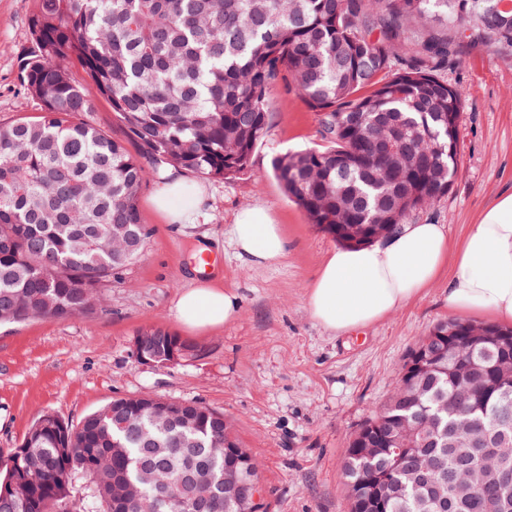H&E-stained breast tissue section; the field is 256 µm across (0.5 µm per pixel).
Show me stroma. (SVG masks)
<instances>
[{"label":"stroma","instance_id":"obj_1","mask_svg":"<svg viewBox=\"0 0 512 512\" xmlns=\"http://www.w3.org/2000/svg\"><path fill=\"white\" fill-rule=\"evenodd\" d=\"M34 2L0 0V125L41 110L17 81L18 60L31 46ZM442 76L466 95L459 170L448 195L409 220L444 225L458 242L512 186V55L470 48ZM320 142L317 113L297 91L281 88L251 174L226 180L181 170L207 191L198 223H168L152 206L159 178L151 176L138 199L149 238L123 280L106 290L104 309L0 327V451L20 444L46 412L75 424L116 397L200 402L223 412L258 460L261 512H349L343 474L349 439L393 394L419 340L453 313L443 277L354 336L333 335L310 316L306 286L336 243L289 200L271 161ZM254 205L267 207L288 238L287 254L266 266L241 264L228 236L237 211ZM201 244L240 308L230 323L189 334L173 306L196 278L193 256ZM149 325L189 337L203 356L140 365L131 341Z\"/></svg>","mask_w":512,"mask_h":512}]
</instances>
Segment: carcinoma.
I'll list each match as a JSON object with an SVG mask.
<instances>
[{
  "mask_svg": "<svg viewBox=\"0 0 512 512\" xmlns=\"http://www.w3.org/2000/svg\"><path fill=\"white\" fill-rule=\"evenodd\" d=\"M512 0H35L21 87L42 103L0 126V326L101 305L150 235L138 197L163 165L245 174L273 96L297 90L323 144L271 168L341 245L374 242L448 195L464 91L440 76L468 47L512 53ZM499 19H491V13ZM86 75L76 82L69 65ZM109 104L141 152L77 120ZM388 115L404 135L391 176L368 174ZM159 360L198 344L159 326ZM259 465L224 413L151 395L78 425L41 415L0 451V512H251L224 483ZM512 329L450 319L410 352L399 384L345 449L350 512H512Z\"/></svg>",
  "mask_w": 512,
  "mask_h": 512,
  "instance_id": "carcinoma-1",
  "label": "carcinoma"
}]
</instances>
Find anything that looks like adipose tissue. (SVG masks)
Masks as SVG:
<instances>
[{
  "mask_svg": "<svg viewBox=\"0 0 512 512\" xmlns=\"http://www.w3.org/2000/svg\"><path fill=\"white\" fill-rule=\"evenodd\" d=\"M203 187L183 178L163 183L153 197L155 209L171 224H193L204 204ZM237 258L247 265L284 257L288 240L270 211L261 206L240 210L229 229ZM448 277V308L512 323V189L500 192L452 244L444 225L404 224L397 232L362 247L331 250L307 285L311 317L330 333L353 334L382 321ZM239 299L212 280H199L182 291L174 317L190 330L204 331L233 320Z\"/></svg>",
  "mask_w": 512,
  "mask_h": 512,
  "instance_id": "obj_1",
  "label": "adipose tissue"
}]
</instances>
